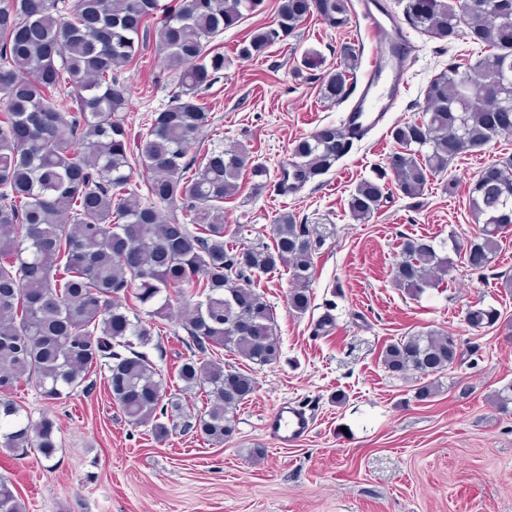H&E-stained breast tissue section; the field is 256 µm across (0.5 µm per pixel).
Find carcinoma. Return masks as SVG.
Masks as SVG:
<instances>
[{
	"instance_id": "carcinoma-1",
	"label": "carcinoma",
	"mask_w": 512,
	"mask_h": 512,
	"mask_svg": "<svg viewBox=\"0 0 512 512\" xmlns=\"http://www.w3.org/2000/svg\"><path fill=\"white\" fill-rule=\"evenodd\" d=\"M261 0H179L150 27L158 0H75L69 15L59 0H0V452L31 453L46 461L60 450L56 421H34L12 398L16 383H35L52 402L88 393L93 367L106 370L113 406L135 426H149L158 440L179 427L222 444L236 431L237 410L256 390L253 376L214 357L232 351L259 366L277 362L280 338L269 302L246 281L288 268L290 311L311 303L314 255L323 234L282 213L273 245L225 241L224 198L238 188L251 164L242 144L215 146L189 156L196 133L211 122L200 93L230 61L208 45L257 10ZM448 0H407L405 20L427 36L448 41L465 35L488 53L475 65L453 62L426 89L419 119L395 125L401 151L390 170L407 198L423 195L429 179L457 156L512 134V0H471L463 18ZM332 28L349 23V0H279L272 24L254 30L237 56L259 58L284 41L311 14ZM166 52L178 75L173 104L152 113L149 127L131 144L122 112L128 98L122 71L140 59L147 41ZM324 56L308 50L295 75L323 68ZM358 65L346 47L336 66L320 76L323 98L351 94ZM353 147V139L327 125L299 140L292 170L282 182L296 188L327 173ZM150 173L146 193L132 183L130 158ZM512 159L485 165L469 197L480 232L453 249L472 270L488 267L502 234L512 227ZM386 173L362 181L351 193V217L368 220L384 197ZM177 206L183 220L168 219L159 205ZM71 214L72 223H62ZM424 238L405 236L392 280L413 296L435 285L447 270ZM199 290L182 323L189 351L177 370L181 386L167 392L145 348L155 317L168 316L170 293ZM145 316L130 313L127 295ZM494 309H467V326H493ZM463 361L451 333L402 336L386 345L381 362L389 374L421 380L414 398L435 394L438 380ZM205 397L208 409L187 412L186 396ZM0 512H26L11 481L0 476Z\"/></svg>"
}]
</instances>
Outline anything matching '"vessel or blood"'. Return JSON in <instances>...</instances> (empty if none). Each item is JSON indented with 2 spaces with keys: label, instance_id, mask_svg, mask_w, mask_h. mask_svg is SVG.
I'll return each mask as SVG.
<instances>
[{
  "label": "vessel or blood",
  "instance_id": "1",
  "mask_svg": "<svg viewBox=\"0 0 512 512\" xmlns=\"http://www.w3.org/2000/svg\"><path fill=\"white\" fill-rule=\"evenodd\" d=\"M359 8L376 50L359 82L357 95L344 114V132L352 138L380 127L388 112L394 111L406 86L408 60L415 51L385 0H359ZM310 429L311 420L299 407H277L265 421L269 438L281 448L301 442Z\"/></svg>",
  "mask_w": 512,
  "mask_h": 512
}]
</instances>
